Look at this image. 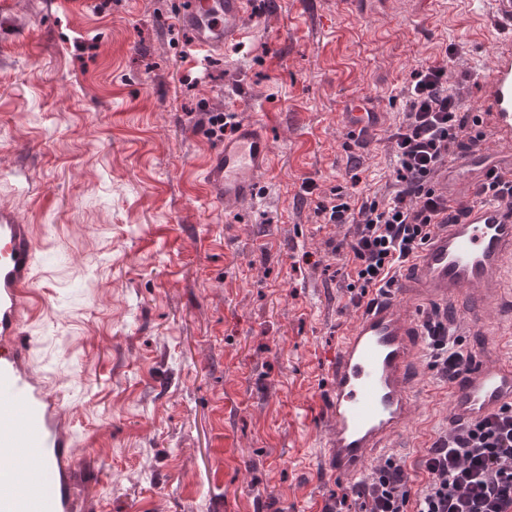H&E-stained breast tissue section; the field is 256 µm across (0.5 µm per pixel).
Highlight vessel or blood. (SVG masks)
<instances>
[{
	"label": "vessel or blood",
	"mask_w": 512,
	"mask_h": 512,
	"mask_svg": "<svg viewBox=\"0 0 512 512\" xmlns=\"http://www.w3.org/2000/svg\"><path fill=\"white\" fill-rule=\"evenodd\" d=\"M251 0H179L176 21L210 56L244 33ZM488 71L490 112L501 140L512 145V38L494 40ZM377 112L351 111L345 126L364 142L377 129ZM272 148L256 123L214 152L207 185L225 204L250 198L269 165ZM487 146L458 154L439 176L440 186L461 183L465 214L438 225L409 270L388 292L362 303L326 374L323 403L329 418L325 458L337 477H362L372 458L407 431L418 392L416 360L426 353L421 307L458 305L461 336L483 333L512 297V205L478 191L486 179ZM36 242L30 225L0 208V512H80L72 479L74 444L60 400L36 376L19 344L35 288ZM512 405V356L492 343L448 385L449 424L483 420Z\"/></svg>",
	"instance_id": "b4317fda"
}]
</instances>
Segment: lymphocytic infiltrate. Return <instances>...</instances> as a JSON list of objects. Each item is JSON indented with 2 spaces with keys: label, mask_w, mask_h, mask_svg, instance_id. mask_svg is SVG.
Wrapping results in <instances>:
<instances>
[{
  "label": "lymphocytic infiltrate",
  "mask_w": 512,
  "mask_h": 512,
  "mask_svg": "<svg viewBox=\"0 0 512 512\" xmlns=\"http://www.w3.org/2000/svg\"><path fill=\"white\" fill-rule=\"evenodd\" d=\"M401 97V117L390 135L396 179L388 197L357 199L338 191L316 206L324 223L353 228L347 278L357 305L370 292L390 287L437 225L459 222L463 208L438 192L436 175L450 155L471 150L485 137L446 65L414 69ZM425 325L429 367L439 381H450L470 354L441 321L430 316ZM423 466L428 480L416 494L396 462L372 471L360 486L363 512H512V408L444 430Z\"/></svg>",
  "instance_id": "f902f5d3"
}]
</instances>
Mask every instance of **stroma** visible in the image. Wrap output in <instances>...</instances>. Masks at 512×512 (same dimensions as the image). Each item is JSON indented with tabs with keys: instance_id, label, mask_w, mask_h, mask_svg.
<instances>
[{
	"instance_id": "35a3bbf8",
	"label": "stroma",
	"mask_w": 512,
	"mask_h": 512,
	"mask_svg": "<svg viewBox=\"0 0 512 512\" xmlns=\"http://www.w3.org/2000/svg\"><path fill=\"white\" fill-rule=\"evenodd\" d=\"M176 7L0 0V206L38 246L29 364L65 409L84 512H360L321 447L325 372L357 312L351 228L316 205L386 194L422 62L470 71L467 101L483 102L486 0H254L249 37L188 62ZM365 100L383 118L360 146L343 112ZM212 112L273 146L256 197L229 207L204 182ZM418 365L388 451L414 493L448 423L446 386Z\"/></svg>"
}]
</instances>
